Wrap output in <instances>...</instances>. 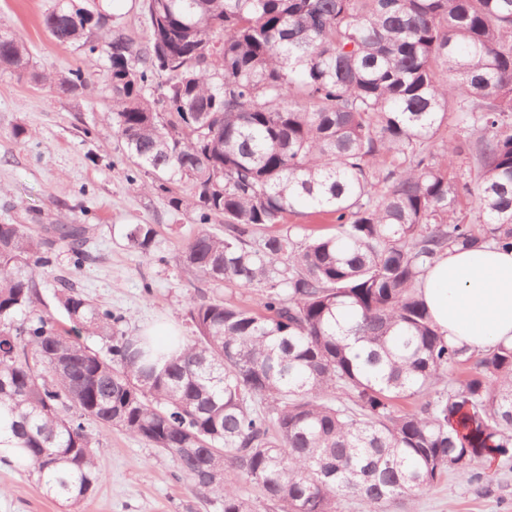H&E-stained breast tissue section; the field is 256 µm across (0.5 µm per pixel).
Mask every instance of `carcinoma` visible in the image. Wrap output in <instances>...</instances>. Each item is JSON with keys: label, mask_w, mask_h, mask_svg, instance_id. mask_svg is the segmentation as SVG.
<instances>
[{"label": "carcinoma", "mask_w": 512, "mask_h": 512, "mask_svg": "<svg viewBox=\"0 0 512 512\" xmlns=\"http://www.w3.org/2000/svg\"><path fill=\"white\" fill-rule=\"evenodd\" d=\"M141 2L145 43L99 7L89 25L60 3L43 24L109 62L128 182L196 212L183 270L254 291L257 308L195 295L192 335L158 351L61 279V329L37 310L36 273L58 246L85 265L87 228L0 224L13 464L78 508L103 480L94 424L171 455L214 512H339L347 497L389 512L509 454L512 348L448 342L418 281L446 249H512V0ZM0 68L89 90L79 69L29 70L10 32ZM292 217L336 232L274 229ZM156 237L152 224L124 233L143 254ZM84 335L111 338L108 354Z\"/></svg>", "instance_id": "obj_1"}]
</instances>
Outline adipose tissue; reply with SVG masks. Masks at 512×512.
<instances>
[{
  "mask_svg": "<svg viewBox=\"0 0 512 512\" xmlns=\"http://www.w3.org/2000/svg\"><path fill=\"white\" fill-rule=\"evenodd\" d=\"M420 291L448 340L475 350L512 346V252L446 253L426 270Z\"/></svg>",
  "mask_w": 512,
  "mask_h": 512,
  "instance_id": "1",
  "label": "adipose tissue"
}]
</instances>
